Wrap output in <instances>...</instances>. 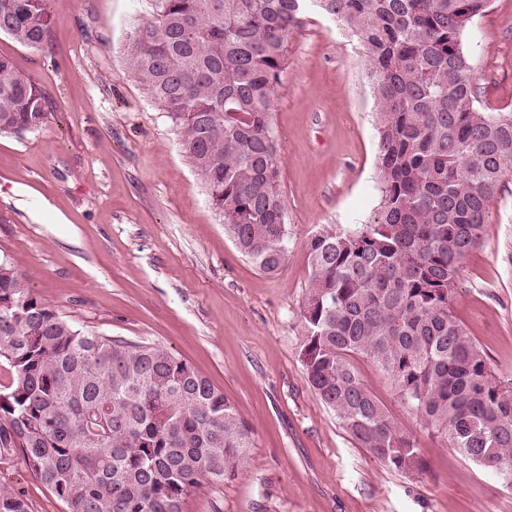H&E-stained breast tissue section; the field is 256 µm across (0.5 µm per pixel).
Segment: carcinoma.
Listing matches in <instances>:
<instances>
[{
  "instance_id": "cac0c4a2",
  "label": "carcinoma",
  "mask_w": 512,
  "mask_h": 512,
  "mask_svg": "<svg viewBox=\"0 0 512 512\" xmlns=\"http://www.w3.org/2000/svg\"><path fill=\"white\" fill-rule=\"evenodd\" d=\"M128 64L182 145L237 250L266 274L288 252L270 123L288 38L316 12L364 47L375 101L374 219L306 243L299 315L314 393L357 445L399 472H425L359 377L362 355L450 447L512 487V378L496 374L451 309L462 261L484 241L512 172V108L477 105L463 39L491 0H154ZM46 0H0V33L39 48ZM47 119L42 89L0 56V133ZM0 464L20 460L66 512H183L203 484L242 469L250 428L231 401L164 347L79 328L0 259ZM0 512H31L0 483Z\"/></svg>"
}]
</instances>
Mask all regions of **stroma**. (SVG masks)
Masks as SVG:
<instances>
[{
  "instance_id": "35a3bbf8",
  "label": "stroma",
  "mask_w": 512,
  "mask_h": 512,
  "mask_svg": "<svg viewBox=\"0 0 512 512\" xmlns=\"http://www.w3.org/2000/svg\"><path fill=\"white\" fill-rule=\"evenodd\" d=\"M47 6L40 48L0 34V56L41 87L48 113L37 130L0 134V255L62 316L161 345L234 404L252 430L246 462L193 493L184 512H512V487L450 448L370 359L352 362L416 440L424 473L359 448L307 382L306 242L367 223L380 202L365 54L344 24L311 15L288 40L271 109L288 252L267 275L225 234L179 128L128 69V34L152 17L153 0ZM465 49L480 107L512 105V0H492ZM452 312L491 368L512 375V173L483 244L462 263ZM0 483L33 512H64L20 463L1 467Z\"/></svg>"
}]
</instances>
